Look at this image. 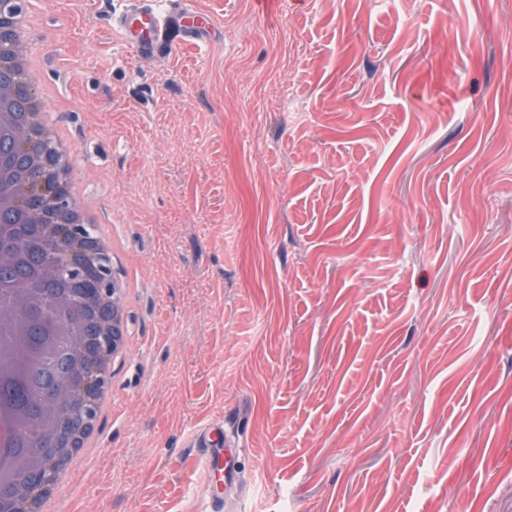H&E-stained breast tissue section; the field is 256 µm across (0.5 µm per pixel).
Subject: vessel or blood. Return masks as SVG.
<instances>
[{
	"mask_svg": "<svg viewBox=\"0 0 512 512\" xmlns=\"http://www.w3.org/2000/svg\"><path fill=\"white\" fill-rule=\"evenodd\" d=\"M115 25L125 41L141 54L170 53L177 44L205 40L214 29L213 22L198 23L194 11L160 10L152 0H131L130 8L116 19ZM191 445L204 449L206 471L235 476L236 460L231 448L225 445L222 431L203 430L195 435Z\"/></svg>",
	"mask_w": 512,
	"mask_h": 512,
	"instance_id": "b4317fda",
	"label": "vessel or blood"
}]
</instances>
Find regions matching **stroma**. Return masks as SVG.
<instances>
[{
	"label": "stroma",
	"instance_id": "35a3bbf8",
	"mask_svg": "<svg viewBox=\"0 0 512 512\" xmlns=\"http://www.w3.org/2000/svg\"><path fill=\"white\" fill-rule=\"evenodd\" d=\"M32 0L26 52L134 279L67 512H512V0ZM237 443L208 483L194 435ZM153 1L132 0L130 8L113 25L121 32L125 41L141 54H168L180 42H200L215 29L206 17L204 25L196 22L199 14L192 10L175 13L170 6L159 10Z\"/></svg>",
	"mask_w": 512,
	"mask_h": 512
}]
</instances>
